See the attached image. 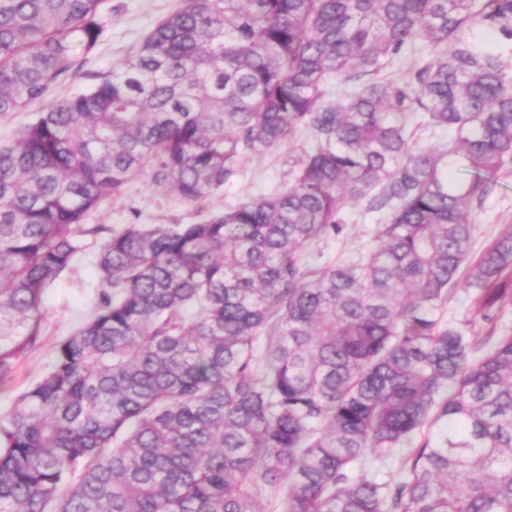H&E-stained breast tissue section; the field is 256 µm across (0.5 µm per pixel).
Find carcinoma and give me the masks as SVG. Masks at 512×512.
Wrapping results in <instances>:
<instances>
[{
	"instance_id": "1",
	"label": "carcinoma",
	"mask_w": 512,
	"mask_h": 512,
	"mask_svg": "<svg viewBox=\"0 0 512 512\" xmlns=\"http://www.w3.org/2000/svg\"><path fill=\"white\" fill-rule=\"evenodd\" d=\"M102 5L0 0V116L42 103L0 144V384L100 241L87 317L0 419V512H512V333L444 317L512 306V224L470 253L512 166V0H181L95 73ZM298 135L269 195L83 223L149 164L198 203ZM360 201L373 248L320 261ZM445 317L458 320L469 319L475 325V330L482 335L490 328L489 324H485L479 316L469 309L466 303V296L463 292H459L456 298L450 302Z\"/></svg>"
}]
</instances>
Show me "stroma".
<instances>
[{"label":"stroma","mask_w":512,"mask_h":512,"mask_svg":"<svg viewBox=\"0 0 512 512\" xmlns=\"http://www.w3.org/2000/svg\"><path fill=\"white\" fill-rule=\"evenodd\" d=\"M179 0H106L103 6L105 35L89 57L85 68L106 72L112 69L155 24L171 13ZM301 141L247 158L239 178L225 185L223 192L189 204L153 182L152 168H145L122 190L90 211L85 221L118 227L124 224H191L210 211H223L246 199L260 197L283 186L288 180L290 161L300 153ZM490 194L483 210L475 216L473 251H481L499 232L512 224V169L502 170L489 180ZM348 231L344 237L319 244L324 258L367 252L372 244L375 217L363 204L347 206ZM98 246L91 243L83 256L66 271L44 296L42 313L45 341L20 361L14 383L24 385L45 373L52 363L55 342L69 334L85 315L96 281Z\"/></svg>","instance_id":"35a3bbf8"}]
</instances>
